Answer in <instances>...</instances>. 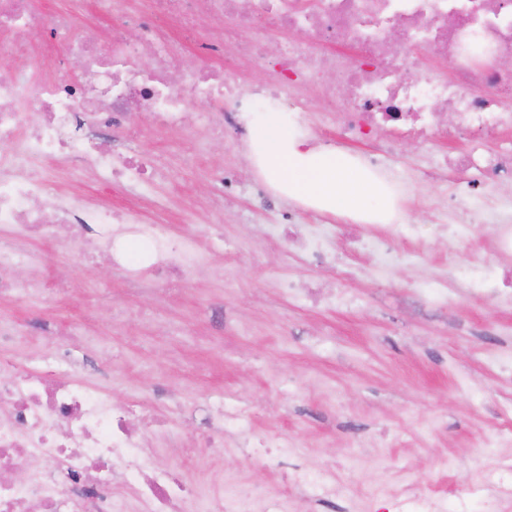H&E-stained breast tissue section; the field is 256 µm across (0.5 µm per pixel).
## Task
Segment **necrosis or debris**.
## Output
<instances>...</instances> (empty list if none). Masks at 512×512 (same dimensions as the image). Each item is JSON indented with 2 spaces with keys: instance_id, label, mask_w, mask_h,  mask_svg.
Here are the masks:
<instances>
[{
  "instance_id": "1",
  "label": "necrosis or debris",
  "mask_w": 512,
  "mask_h": 512,
  "mask_svg": "<svg viewBox=\"0 0 512 512\" xmlns=\"http://www.w3.org/2000/svg\"><path fill=\"white\" fill-rule=\"evenodd\" d=\"M124 0H67L65 9L45 12L33 0H0V297H42L46 283L12 278L19 265L36 262L22 249L28 240H61L84 224L99 227L98 248L131 278L149 277L167 285L208 263L192 235H172L145 216L137 203L113 210L81 193L55 204L46 198L54 174L52 161L80 180L97 175L106 186L154 178V157L101 146L89 128L140 120L180 129L220 113L242 145L244 110L258 97L241 98L237 56L261 68L271 97L297 106L298 90L315 88L326 107L347 96L340 137L355 142L392 128L368 161L382 166L403 139L451 142L471 135L497 147L466 153L460 169L481 168L512 184V69L498 67L512 58V0H147L140 42L116 29L98 39L99 19L124 17ZM170 19L193 28L207 21L220 38L206 44L219 71H165L184 45ZM59 34L58 47L41 48L45 28ZM154 52L155 72L138 62L139 44ZM82 64L80 75L54 65L56 53ZM441 60L423 69L422 59ZM50 80L39 74L48 67ZM293 210L284 224H269L266 237L295 246L303 265H335L341 280L360 277V269L338 262L331 225L302 221ZM472 224H437L446 235L448 272L424 284L437 304L458 288L508 303L512 268L464 265L456 245L468 239L473 223L491 225L490 244L512 261V197L491 212L477 211ZM416 224H379L374 234L354 240L378 279L385 280L407 256L397 242L421 235ZM17 336L0 324V512H297L296 490L311 495L336 490L335 475L297 469L290 489H249L232 474L208 473L206 481L181 480L175 469L156 462L138 424L165 426L164 417L140 401L114 407L108 388L74 375L65 350L34 361L16 350ZM38 470L22 483L11 477L30 462ZM121 484L132 500L116 497Z\"/></svg>"
}]
</instances>
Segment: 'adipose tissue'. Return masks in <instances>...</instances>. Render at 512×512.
<instances>
[{
	"mask_svg": "<svg viewBox=\"0 0 512 512\" xmlns=\"http://www.w3.org/2000/svg\"><path fill=\"white\" fill-rule=\"evenodd\" d=\"M248 171L277 195L302 207L357 224H393L400 199L388 179L356 153L311 146L299 124L283 112L256 119L248 145Z\"/></svg>",
	"mask_w": 512,
	"mask_h": 512,
	"instance_id": "adipose-tissue-1",
	"label": "adipose tissue"
}]
</instances>
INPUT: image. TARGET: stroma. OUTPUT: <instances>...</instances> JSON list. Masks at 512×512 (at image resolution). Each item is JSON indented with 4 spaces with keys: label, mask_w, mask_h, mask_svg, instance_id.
<instances>
[{
    "label": "stroma",
    "mask_w": 512,
    "mask_h": 512,
    "mask_svg": "<svg viewBox=\"0 0 512 512\" xmlns=\"http://www.w3.org/2000/svg\"><path fill=\"white\" fill-rule=\"evenodd\" d=\"M196 137L194 158L180 134L156 130L137 139L141 150L162 157L167 177L102 189L88 176L81 190L115 206L151 201L149 218L172 234L198 235L212 253L210 267L156 288L129 280L111 262L89 263L93 231L65 244L33 240L28 247L41 263L16 268L13 277L51 279L60 293L42 305L0 300V320L19 337L40 336L34 357L67 346L82 375L109 387L113 405L139 396L159 409L182 401V415L148 433L159 461L177 462L184 444L210 429L215 409L230 402L246 407L247 416L225 435L221 456L206 458V465L273 491L281 488L285 468H335L340 495L300 502L298 512H390L386 502L372 504L367 495L380 478L369 461L379 457L391 466L392 484L409 479L448 494L465 488L477 512L491 502L496 512H512V494L474 478L478 469L512 463V388L488 365L494 356L512 359V335L500 333L512 325V305L467 292L449 295L440 307L423 303L408 282L446 270L444 244L429 233L403 243L416 260L398 267L389 286L377 287L369 277L346 285L356 298L351 306H315L303 295L283 293L282 280L328 286L332 274L306 268L285 248L260 239V225L277 223L288 200L264 207L251 192L245 150H227L202 127ZM489 149L468 140L399 142L384 171L396 185H408L403 212L410 222L439 223L453 193L464 224L469 212L505 195L506 187L481 170H448L440 184L420 177L438 154ZM222 173L237 183L223 189L229 205L216 224L205 203ZM229 242L243 245V253L225 255ZM69 318L85 320L102 337L94 355L80 337H57L56 327ZM275 434L294 443L283 468L253 450Z\"/></svg>",
    "instance_id": "stroma-1"
}]
</instances>
